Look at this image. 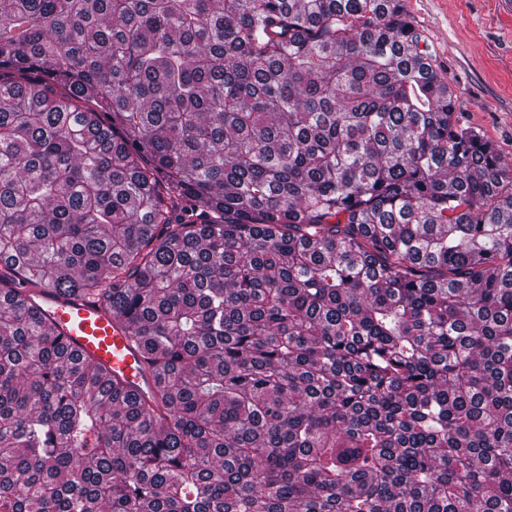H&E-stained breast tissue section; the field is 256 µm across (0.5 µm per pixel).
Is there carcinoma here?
<instances>
[{"instance_id":"cac0c4a2","label":"carcinoma","mask_w":512,"mask_h":512,"mask_svg":"<svg viewBox=\"0 0 512 512\" xmlns=\"http://www.w3.org/2000/svg\"><path fill=\"white\" fill-rule=\"evenodd\" d=\"M424 42L404 0H0V512H512V165ZM25 292L70 351L110 377L123 380L128 390L142 397L155 391L156 379L144 361L143 350L134 345L102 302L46 288Z\"/></svg>"}]
</instances>
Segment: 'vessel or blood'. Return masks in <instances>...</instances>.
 I'll list each match as a JSON object with an SVG mask.
<instances>
[{"label": "vessel or blood", "instance_id": "b4317fda", "mask_svg": "<svg viewBox=\"0 0 512 512\" xmlns=\"http://www.w3.org/2000/svg\"><path fill=\"white\" fill-rule=\"evenodd\" d=\"M30 301L67 348L109 376L124 381L128 390L144 396L154 392L156 379L123 325L95 298L65 295L53 289L34 288Z\"/></svg>", "mask_w": 512, "mask_h": 512}]
</instances>
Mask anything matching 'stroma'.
Segmentation results:
<instances>
[{"mask_svg": "<svg viewBox=\"0 0 512 512\" xmlns=\"http://www.w3.org/2000/svg\"><path fill=\"white\" fill-rule=\"evenodd\" d=\"M458 114L512 164V10L502 0H404Z\"/></svg>", "mask_w": 512, "mask_h": 512, "instance_id": "1", "label": "stroma"}]
</instances>
